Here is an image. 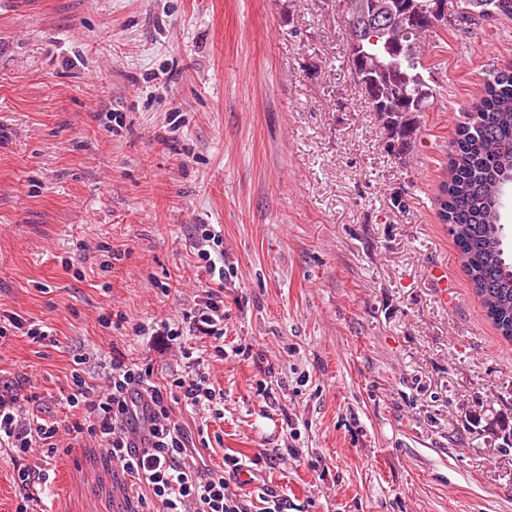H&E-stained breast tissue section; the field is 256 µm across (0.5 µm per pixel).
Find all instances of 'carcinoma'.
I'll return each instance as SVG.
<instances>
[{
	"mask_svg": "<svg viewBox=\"0 0 512 512\" xmlns=\"http://www.w3.org/2000/svg\"><path fill=\"white\" fill-rule=\"evenodd\" d=\"M499 17L512 19V0H453L447 22L485 19L479 2ZM359 0H346L344 57L364 90L366 102L386 133L387 151L404 165L420 130L417 113L432 97L420 43L435 33L428 22H409L399 50L379 38H365L366 54L350 49ZM450 158V177L439 187L440 219L448 225L473 289L487 318L512 342V260L505 253L494 196L505 170L512 168V70L491 73L472 109L464 112Z\"/></svg>",
	"mask_w": 512,
	"mask_h": 512,
	"instance_id": "1",
	"label": "carcinoma"
}]
</instances>
